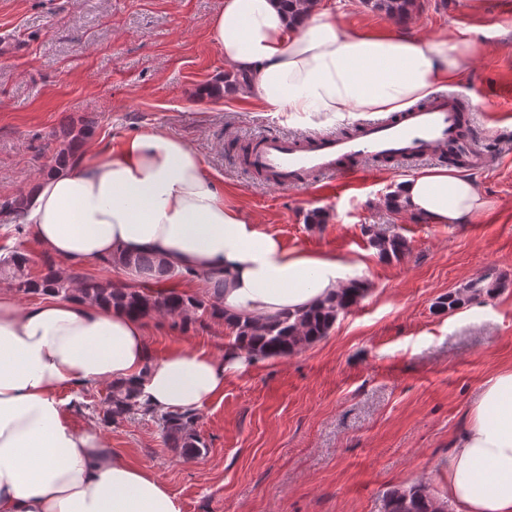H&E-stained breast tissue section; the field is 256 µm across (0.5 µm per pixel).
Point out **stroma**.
I'll return each instance as SVG.
<instances>
[{
  "mask_svg": "<svg viewBox=\"0 0 512 512\" xmlns=\"http://www.w3.org/2000/svg\"><path fill=\"white\" fill-rule=\"evenodd\" d=\"M224 0H0V203L54 165L58 138L90 125L98 146L162 128L191 145L226 200L288 249L333 254L367 284L330 334L285 358L230 372L224 396L195 411L204 443L185 459L152 415L105 419V385L64 386L76 428L99 427L110 447L157 474L182 512H384L396 488L448 486V450L486 381L512 366V0H417L407 29L465 33L481 52L458 84L473 100L469 125L494 162L471 171L486 209L468 224H429L392 210L402 179L447 167L441 156L379 168L363 181L316 178L281 189L229 152L273 134H334L346 120L283 122L238 97L211 95L224 57L209 20ZM319 210L321 224L309 215ZM399 234L401 259L384 260L372 233ZM20 250L28 271L50 254L32 231L0 218V254ZM491 295L454 311L439 298L475 281ZM153 355L172 347L224 353L217 319L145 320Z\"/></svg>",
  "mask_w": 512,
  "mask_h": 512,
  "instance_id": "stroma-1",
  "label": "stroma"
}]
</instances>
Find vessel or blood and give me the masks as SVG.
I'll use <instances>...</instances> for the list:
<instances>
[{
    "label": "vessel or blood",
    "mask_w": 512,
    "mask_h": 512,
    "mask_svg": "<svg viewBox=\"0 0 512 512\" xmlns=\"http://www.w3.org/2000/svg\"><path fill=\"white\" fill-rule=\"evenodd\" d=\"M467 102L441 94L385 119L369 120L352 135H326L305 140L262 135L250 143L248 165L266 173L279 188H303L322 174L341 175L344 182L364 178L377 159H418L455 144L465 168H488L489 153L480 140L459 137L458 118Z\"/></svg>",
    "instance_id": "1"
}]
</instances>
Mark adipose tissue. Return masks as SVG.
Listing matches in <instances>:
<instances>
[{
  "label": "adipose tissue",
  "instance_id": "ef3b65f1",
  "mask_svg": "<svg viewBox=\"0 0 512 512\" xmlns=\"http://www.w3.org/2000/svg\"><path fill=\"white\" fill-rule=\"evenodd\" d=\"M243 98L292 122L387 116L462 81L475 41L441 33L371 34L310 8L289 20L278 0H224L209 22ZM400 208L466 224L486 208L473 180L435 169L403 180ZM67 264L148 254L224 283L226 313L264 320L308 308L347 283L335 256L288 250L233 204L198 152L162 129L86 148L39 178L25 216ZM239 357L177 348L150 359L141 318L48 297L20 306L0 292V512H182L165 482L75 428L57 391L130 383L159 412L196 411L224 394ZM456 512H512V368L489 379L448 451Z\"/></svg>",
  "mask_w": 512,
  "mask_h": 512
}]
</instances>
